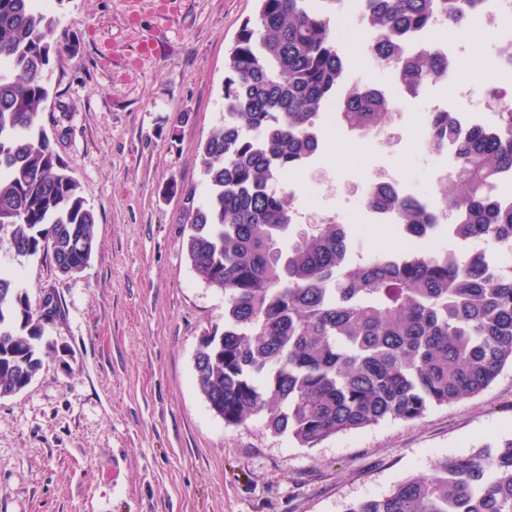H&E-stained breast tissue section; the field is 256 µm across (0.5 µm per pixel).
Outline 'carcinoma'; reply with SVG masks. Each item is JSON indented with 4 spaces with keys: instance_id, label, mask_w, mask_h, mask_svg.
<instances>
[{
    "instance_id": "cac0c4a2",
    "label": "carcinoma",
    "mask_w": 512,
    "mask_h": 512,
    "mask_svg": "<svg viewBox=\"0 0 512 512\" xmlns=\"http://www.w3.org/2000/svg\"><path fill=\"white\" fill-rule=\"evenodd\" d=\"M239 31L224 78V118L200 145L207 195L192 209L183 245L191 268L224 291V330L200 338L196 385L226 425L263 418L265 429L302 448L384 420H416L433 406L470 398L512 365V269L491 253L416 244L353 260L345 224L309 226L288 251L280 243L295 212L280 191L289 173L322 148L325 107L353 130L380 135L394 101L353 83L332 30L348 11L378 33L375 54L417 94L448 77V60L424 43L400 53L406 33L446 17L467 26L478 0H258ZM42 0H0V250L14 260L52 258L65 276L81 273L95 249L96 216L55 149L65 136L38 124L49 97L52 57L69 46ZM432 145L453 142L444 226L414 196L369 197L393 211L408 238L512 242V108L492 135L430 117ZM0 263V398L24 391L41 369L46 327L66 315L58 296L47 320L41 299ZM345 512H512V437L445 459L386 496Z\"/></svg>"
}]
</instances>
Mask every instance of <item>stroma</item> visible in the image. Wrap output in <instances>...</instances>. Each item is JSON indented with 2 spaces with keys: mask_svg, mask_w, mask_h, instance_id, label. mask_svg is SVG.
Returning a JSON list of instances; mask_svg holds the SVG:
<instances>
[{
  "mask_svg": "<svg viewBox=\"0 0 512 512\" xmlns=\"http://www.w3.org/2000/svg\"><path fill=\"white\" fill-rule=\"evenodd\" d=\"M257 10V0H53L70 47L51 61L39 122L66 133L56 150L96 214V246L74 278L45 257L23 263L22 287L54 290L66 317L47 327L32 384L0 399V512H343L512 436V366L475 397L313 448L258 418L224 424L199 393L194 356L224 326V293L190 267L187 203L205 198L199 146L224 117L227 57ZM436 103L454 107L451 84L404 96L382 148L336 126L310 170L289 176L292 208L313 197L345 213L359 255L400 249L357 195L365 174L406 173L414 196L439 200L444 184L409 152L415 115Z\"/></svg>",
  "mask_w": 512,
  "mask_h": 512,
  "instance_id": "stroma-1",
  "label": "stroma"
}]
</instances>
